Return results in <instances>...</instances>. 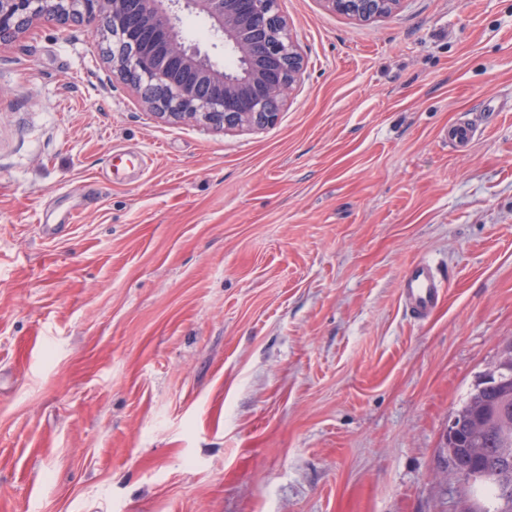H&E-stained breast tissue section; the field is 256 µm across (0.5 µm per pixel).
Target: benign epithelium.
<instances>
[{
  "label": "benign epithelium",
  "instance_id": "7a95c632",
  "mask_svg": "<svg viewBox=\"0 0 512 512\" xmlns=\"http://www.w3.org/2000/svg\"><path fill=\"white\" fill-rule=\"evenodd\" d=\"M322 2L370 22L395 12L402 0ZM186 13L208 21L211 48L229 50L231 64L218 66L186 37ZM76 18L112 38L113 75L166 122L238 131L272 126L305 70L278 0H0V42L45 23L61 29Z\"/></svg>",
  "mask_w": 512,
  "mask_h": 512
}]
</instances>
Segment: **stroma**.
<instances>
[{"label":"stroma","mask_w":512,"mask_h":512,"mask_svg":"<svg viewBox=\"0 0 512 512\" xmlns=\"http://www.w3.org/2000/svg\"><path fill=\"white\" fill-rule=\"evenodd\" d=\"M279 9L257 132L156 119L85 25L0 44V512L487 508L443 444L512 359V0ZM325 8L370 22L386 17L399 9L402 0H322ZM476 136V129L465 119L457 120L448 125L441 133L442 142L456 152L467 151L472 146ZM444 279L427 261L415 262L402 279V298L416 319H424L436 308L443 292Z\"/></svg>","instance_id":"obj_1"}]
</instances>
